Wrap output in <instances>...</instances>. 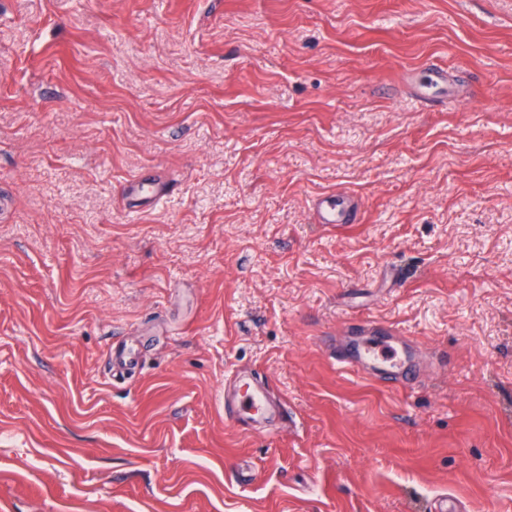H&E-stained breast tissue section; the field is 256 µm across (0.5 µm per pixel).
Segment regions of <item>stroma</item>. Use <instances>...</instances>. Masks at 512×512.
I'll list each match as a JSON object with an SVG mask.
<instances>
[{
	"label": "stroma",
	"mask_w": 512,
	"mask_h": 512,
	"mask_svg": "<svg viewBox=\"0 0 512 512\" xmlns=\"http://www.w3.org/2000/svg\"><path fill=\"white\" fill-rule=\"evenodd\" d=\"M0 196V512H512V0H0ZM448 86V71L435 67L432 69L430 82L428 86L416 85V97L421 103L426 104L428 107L443 104L444 101L434 98V93L444 87ZM435 88L436 91L432 92L431 89ZM150 185V190L145 192L144 184ZM168 184L160 179L152 180L133 179L125 186L126 197L134 202L133 208H140L142 203L157 204L168 193ZM311 208L318 224H357L361 219V213L354 198H349L341 206L330 205L328 200L316 196L311 201ZM372 361L388 363L391 367L398 370V374L402 379L414 375V370L406 365L407 358L391 344L382 345L377 342H370L357 347L349 355L340 354L336 358L337 365L357 371H360L363 365ZM240 401V411L244 414L256 415L264 409L262 388L259 385L245 384Z\"/></svg>",
	"instance_id": "1"
}]
</instances>
